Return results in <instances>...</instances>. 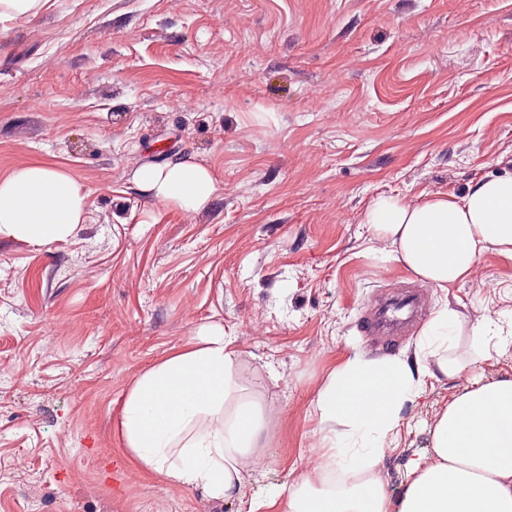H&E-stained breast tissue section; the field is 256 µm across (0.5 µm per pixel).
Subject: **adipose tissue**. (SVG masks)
Here are the masks:
<instances>
[{
  "label": "adipose tissue",
  "mask_w": 512,
  "mask_h": 512,
  "mask_svg": "<svg viewBox=\"0 0 512 512\" xmlns=\"http://www.w3.org/2000/svg\"><path fill=\"white\" fill-rule=\"evenodd\" d=\"M133 180L187 214L205 209L217 191L213 172L189 158L139 167ZM89 195L65 169L19 165L0 176V237L31 245L65 240L85 222ZM364 222L395 260L448 289L470 278L485 253L512 261V171L479 177L461 197L378 198ZM466 333L468 352L460 343ZM511 348L512 312L468 325L445 307L423 329L417 356L430 362L427 376L457 380ZM237 368L223 331L206 329L143 371L120 417L131 463L216 500L237 495L267 448L262 406L245 394ZM423 379L398 358L353 357L335 368L314 410L345 430L321 439L318 463L288 492L285 512H512V378L472 383L449 401L429 452L411 461L402 495L390 501L376 466L393 446L404 405L423 393Z\"/></svg>",
  "instance_id": "adipose-tissue-1"
}]
</instances>
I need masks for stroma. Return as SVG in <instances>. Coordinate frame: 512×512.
Listing matches in <instances>:
<instances>
[{
  "label": "stroma",
  "instance_id": "35a3bbf8",
  "mask_svg": "<svg viewBox=\"0 0 512 512\" xmlns=\"http://www.w3.org/2000/svg\"><path fill=\"white\" fill-rule=\"evenodd\" d=\"M187 156L217 181L200 212L133 181ZM28 161L90 196L66 241L0 237V512H249L307 472L333 368L415 362L418 333L362 335L374 296L417 288L426 318L468 324L512 309L511 261L443 291L363 222L512 163V0H49L0 31V175ZM205 326L269 414L265 466L221 501L139 471L118 429L136 377ZM460 387L426 379L403 410L390 499Z\"/></svg>",
  "mask_w": 512,
  "mask_h": 512
}]
</instances>
